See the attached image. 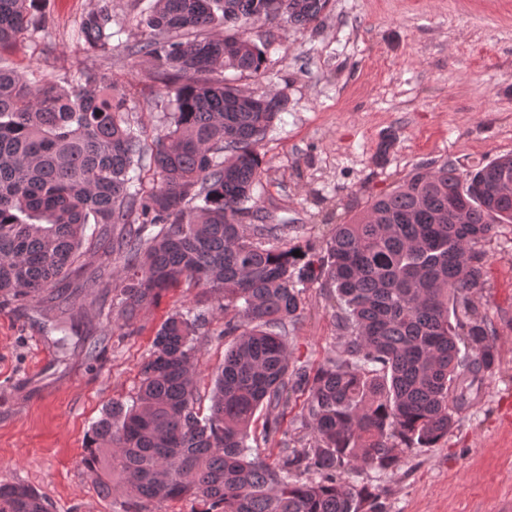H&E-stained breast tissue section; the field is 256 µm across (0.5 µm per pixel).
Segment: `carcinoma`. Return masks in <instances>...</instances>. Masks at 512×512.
I'll use <instances>...</instances> for the list:
<instances>
[{
    "label": "carcinoma",
    "instance_id": "obj_1",
    "mask_svg": "<svg viewBox=\"0 0 512 512\" xmlns=\"http://www.w3.org/2000/svg\"><path fill=\"white\" fill-rule=\"evenodd\" d=\"M39 0H0V52L44 24ZM330 0H149L148 33L126 45L172 94L169 130L148 146L125 96L80 71L63 87L37 69L0 65V300L26 305L82 269L107 245L90 279L117 293L119 330L162 294L195 284L217 296L233 341L200 415L193 361L205 314L172 312L139 369L132 403L94 423L81 465L102 493L125 488L122 512L191 496L198 512H386L379 495L346 483L351 467L388 469L409 448H430L455 424L472 377L497 361L495 331L474 306L485 249L512 224V153L462 172L418 167L326 245L296 240L248 207L263 163L257 146L283 97H255L224 72L260 74L264 51L239 29L285 17L306 25ZM112 13L87 15L76 39L112 55ZM152 161L160 183L132 172ZM255 220L251 233L240 219ZM92 232H87L88 226ZM299 252L294 256L293 252ZM123 259L112 273V254ZM336 292L342 342L312 373L291 365L285 326L299 286ZM467 352H461L459 336ZM309 442L290 446L282 424L292 396ZM272 461L250 457V427ZM319 480L302 482L304 474ZM0 512H49L23 484L0 485Z\"/></svg>",
    "mask_w": 512,
    "mask_h": 512
}]
</instances>
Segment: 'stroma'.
I'll use <instances>...</instances> for the list:
<instances>
[{
  "mask_svg": "<svg viewBox=\"0 0 512 512\" xmlns=\"http://www.w3.org/2000/svg\"><path fill=\"white\" fill-rule=\"evenodd\" d=\"M100 4L42 0L45 29L0 60L58 83L78 68L102 73L125 93L132 122L148 137L164 134L170 97L150 64L120 46L107 60L71 38ZM245 34L266 44V69L226 79L288 100L259 147L253 199L267 223L284 225L283 241L325 245L417 166L465 168L512 152V0H331L307 27L276 19ZM486 249L474 302L495 330L498 360L437 445L407 450L390 469L350 471L353 484L383 491L387 512H512V224L498 225ZM66 295L0 308V484L31 486L50 512H121L124 489L102 496L81 465L89 433L112 402L130 401L160 324L196 307L202 290L169 292L126 336L107 323L112 293L87 281ZM301 300L286 326L289 351L314 369L340 342L336 294L309 282ZM72 304L81 321L64 334L57 324ZM223 329V311L210 310L197 339L204 411L224 362Z\"/></svg>",
  "mask_w": 512,
  "mask_h": 512,
  "instance_id": "1",
  "label": "stroma"
}]
</instances>
